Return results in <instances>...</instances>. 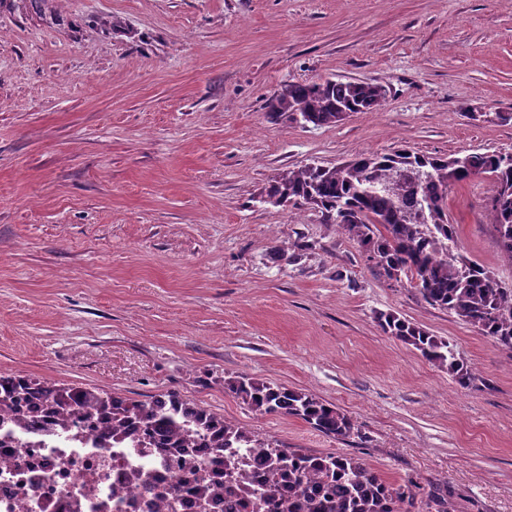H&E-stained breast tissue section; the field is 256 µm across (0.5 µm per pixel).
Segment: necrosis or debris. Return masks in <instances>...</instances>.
<instances>
[{"instance_id": "obj_1", "label": "necrosis or debris", "mask_w": 512, "mask_h": 512, "mask_svg": "<svg viewBox=\"0 0 512 512\" xmlns=\"http://www.w3.org/2000/svg\"><path fill=\"white\" fill-rule=\"evenodd\" d=\"M224 453L112 443L91 420L59 433L41 421L0 423V512H247L200 495L224 483Z\"/></svg>"}]
</instances>
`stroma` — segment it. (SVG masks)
I'll use <instances>...</instances> for the list:
<instances>
[{
	"label": "stroma",
	"mask_w": 512,
	"mask_h": 512,
	"mask_svg": "<svg viewBox=\"0 0 512 512\" xmlns=\"http://www.w3.org/2000/svg\"><path fill=\"white\" fill-rule=\"evenodd\" d=\"M383 85L334 126L268 122L287 82ZM512 0H0V374L148 401L179 393L256 438L361 458L453 512H512V353L380 276L268 182L403 147L512 152ZM478 177L457 252L512 285ZM446 340L470 387L376 317ZM302 389L358 432L252 413L227 378Z\"/></svg>",
	"instance_id": "obj_1"
}]
</instances>
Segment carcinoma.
Instances as JSON below:
<instances>
[{"label": "carcinoma", "mask_w": 512, "mask_h": 512, "mask_svg": "<svg viewBox=\"0 0 512 512\" xmlns=\"http://www.w3.org/2000/svg\"><path fill=\"white\" fill-rule=\"evenodd\" d=\"M385 96L383 87L358 79L289 82L268 99L267 116L273 122L321 128L350 113L377 111ZM475 177L493 185L488 211L501 251L512 262V152L431 156L401 148L361 154L334 166L308 163L279 174L266 197L276 207L317 206L325 223L337 225L365 248L380 275L391 280L392 271L401 270L426 303L455 314L512 352V286L452 254L457 240L447 218L448 190ZM377 322L385 334L420 351L459 386H470L472 374L448 341L394 312L379 313ZM224 389L256 414L296 417L338 439L355 430L345 413L302 390L243 374L224 381ZM5 415L19 424L37 416L51 418L61 430L96 415L114 436L135 432L144 448L195 447L197 436L185 428L192 422L205 433L209 448H259L266 452L267 479L249 503L253 512H401L414 501L410 480L389 483L355 456L316 455L262 442L174 392L139 401L95 387L0 375V417ZM247 481L244 471L230 476L224 492L237 495L247 490Z\"/></svg>", "instance_id": "cac0c4a2"}]
</instances>
